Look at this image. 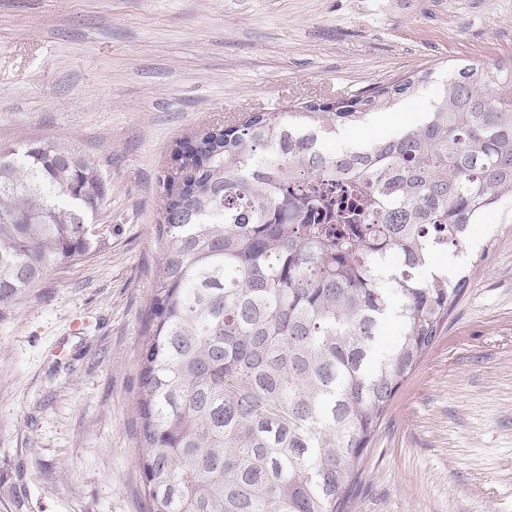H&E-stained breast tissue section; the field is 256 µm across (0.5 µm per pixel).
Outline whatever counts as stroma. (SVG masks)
<instances>
[{
  "label": "stroma",
  "mask_w": 512,
  "mask_h": 512,
  "mask_svg": "<svg viewBox=\"0 0 512 512\" xmlns=\"http://www.w3.org/2000/svg\"><path fill=\"white\" fill-rule=\"evenodd\" d=\"M512 57V0H0V146L74 145L95 251L0 317V512H148L139 354L175 141L262 103ZM393 397L349 512H512V201Z\"/></svg>",
  "instance_id": "1"
}]
</instances>
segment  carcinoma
I'll list each match as a JSON object with an SVG mask.
<instances>
[{
  "label": "carcinoma",
  "mask_w": 512,
  "mask_h": 512,
  "mask_svg": "<svg viewBox=\"0 0 512 512\" xmlns=\"http://www.w3.org/2000/svg\"><path fill=\"white\" fill-rule=\"evenodd\" d=\"M432 81L416 123L321 147ZM175 157L136 400L149 512H348L468 281L438 259L512 198V58L248 112ZM107 195L74 146L0 147V310L95 250Z\"/></svg>",
  "instance_id": "obj_1"
}]
</instances>
